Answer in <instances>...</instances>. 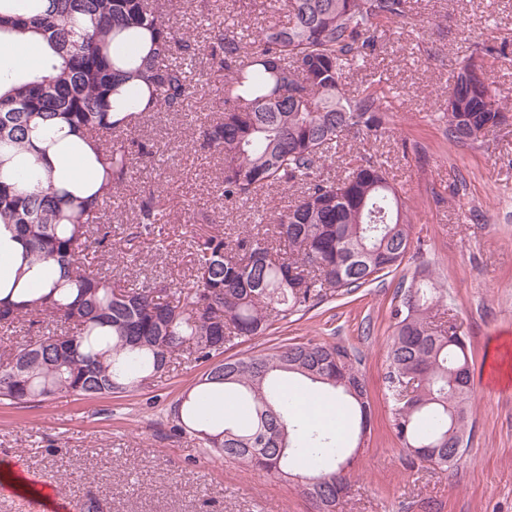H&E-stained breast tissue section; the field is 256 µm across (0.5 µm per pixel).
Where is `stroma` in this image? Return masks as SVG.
Listing matches in <instances>:
<instances>
[{
  "label": "stroma",
  "mask_w": 512,
  "mask_h": 512,
  "mask_svg": "<svg viewBox=\"0 0 512 512\" xmlns=\"http://www.w3.org/2000/svg\"><path fill=\"white\" fill-rule=\"evenodd\" d=\"M412 14L391 25L367 61L348 74V89L372 80L391 91L381 136H344L326 176L375 153L410 206L411 250L401 266L356 292L326 299L301 319L232 348L243 355L288 342L345 346L360 360L371 400V430L337 512H512V387L490 385L498 359L512 364V121L485 138L459 143L441 115L453 75L479 47L490 85L512 108V0H411ZM268 0L241 15L234 0H211V21L257 32ZM198 91L181 111L142 125L155 157L138 161L132 180L106 213L113 235L134 219L141 194L163 195L170 209L162 251L139 258L99 253L114 278H182L191 266L184 206L223 209L228 235L253 231L297 191L269 188L246 205L225 203L221 163L200 149L199 121L224 110V84L198 70ZM428 270L443 299L439 322L455 320L472 355L473 422L468 451L448 471L412 469L391 422L385 377L398 288ZM173 363L121 397L57 396L0 404V475L22 469L32 483L55 487L64 512L96 498L103 512H314L294 483L204 454L197 440L171 432V410L206 371Z\"/></svg>",
  "instance_id": "stroma-1"
}]
</instances>
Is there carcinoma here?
Segmentation results:
<instances>
[{
  "mask_svg": "<svg viewBox=\"0 0 512 512\" xmlns=\"http://www.w3.org/2000/svg\"><path fill=\"white\" fill-rule=\"evenodd\" d=\"M270 20L244 41L214 23L200 41L171 22L174 0H0V45L32 32L51 55L42 71L0 65V223L14 226L26 256L59 268L44 294L0 298V333L28 321L42 334L0 354V403H41L56 396L129 393L174 357L208 362L244 338L308 312L327 296L348 295L392 273L411 249L409 206L383 165L365 154L334 179L323 173L350 131L376 133L387 117L380 81L346 96L343 79L376 47L385 27L408 18V0H272ZM149 41L146 56L125 51ZM224 78V113L199 125L197 142L223 163L227 203L247 204L257 190L297 185L301 195L264 232L224 236V213L202 215L192 234L194 266L185 282H123L89 254L112 247L105 213L125 186L137 155L153 146L132 136L147 118L179 110L193 96V62ZM457 100L442 119L448 135L489 130L505 112L489 87L481 55L454 75ZM66 127L91 147L97 175L89 194L57 187L23 165L36 151L38 125ZM126 242L150 240L169 223L162 195L135 204ZM391 309L387 354L392 428L413 465L444 472L466 454L471 357L458 327L433 328L442 298L424 271ZM284 376L339 393L336 427L317 425L290 403ZM194 401L178 400L173 432L195 436L208 453L267 475L293 479L316 512H336L350 491L347 469L370 429L368 392L344 347L292 342L210 365ZM224 394V429L202 399Z\"/></svg>",
  "mask_w": 512,
  "mask_h": 512,
  "instance_id": "carcinoma-1",
  "label": "carcinoma"
}]
</instances>
